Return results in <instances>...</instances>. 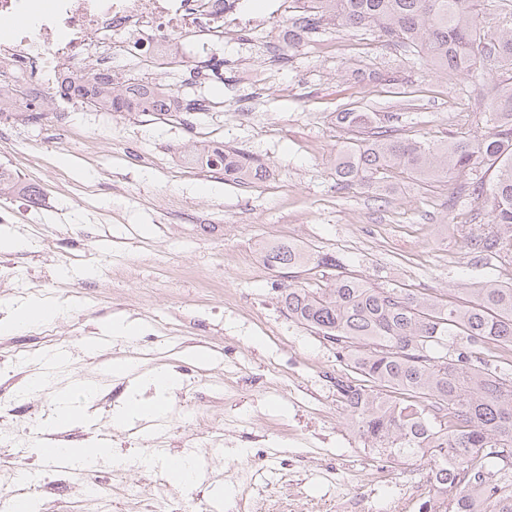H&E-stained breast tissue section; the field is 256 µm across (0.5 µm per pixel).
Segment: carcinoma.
<instances>
[{
  "label": "carcinoma",
  "instance_id": "obj_1",
  "mask_svg": "<svg viewBox=\"0 0 512 512\" xmlns=\"http://www.w3.org/2000/svg\"><path fill=\"white\" fill-rule=\"evenodd\" d=\"M293 27L309 34L329 18L347 28H372L388 41L419 49L437 71L469 72L484 62L512 66V28L488 26L478 0H306ZM97 105L135 101L139 112H161L153 96L134 86L116 94L112 76L90 73ZM477 139L439 145L400 140L376 125L372 112H342L339 122L368 133L336 160L346 186L374 181L400 168L417 178L450 171L494 168L486 195L493 230L473 237L482 256L512 255V83L499 88L484 112ZM224 174L251 181L266 172L247 159L217 158ZM266 263L290 274L312 262L334 270L338 260L296 245L267 247ZM284 308L291 320L317 331L347 360L352 376L336 379L342 403L360 436L392 457L429 456L436 487L455 491L444 512H512V374L471 363L473 346L489 343L512 353V282L488 281L463 305L402 288H373L335 274L315 292L288 285Z\"/></svg>",
  "mask_w": 512,
  "mask_h": 512
}]
</instances>
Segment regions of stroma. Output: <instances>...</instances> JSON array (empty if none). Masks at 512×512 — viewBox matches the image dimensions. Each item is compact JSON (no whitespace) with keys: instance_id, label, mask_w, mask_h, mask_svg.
Here are the masks:
<instances>
[{"instance_id":"35a3bbf8","label":"stroma","mask_w":512,"mask_h":512,"mask_svg":"<svg viewBox=\"0 0 512 512\" xmlns=\"http://www.w3.org/2000/svg\"><path fill=\"white\" fill-rule=\"evenodd\" d=\"M278 34L263 26L225 44L220 81L176 55L158 80L199 111L23 113L0 137V167L43 194L38 206L18 192L0 196V227L27 242L0 251V318L30 298L67 308L46 320L38 344L16 335L18 353H37L31 373L45 371L53 353L66 361L44 397L0 393L15 408L6 423L27 424L32 406L55 404L59 386L94 381L104 402L88 404L72 432L143 457L152 431L114 414L131 392L152 399L133 376L163 369L179 380L167 403V458L181 456L196 410L224 435L197 487L160 489L149 469L126 471L108 491L115 512H134L130 485L189 512H200L199 495L238 512L255 482L264 512H428L446 499L428 457L393 459L359 435L336 390L345 359L284 309L288 284L325 289L331 274L279 277L262 247L328 253L370 286L453 303L486 280L512 278V265L476 258L471 245L490 222L472 189L490 185L493 170L427 180L393 170L371 187L343 186L333 173L339 150L359 136L339 113H375L402 140L471 139L512 71L488 62L469 74L437 72L413 47L333 20L284 52L271 48ZM203 144L250 156L265 178L214 177L189 159ZM115 321L137 324L136 336L113 338ZM119 359L132 362L133 375L112 374Z\"/></svg>"}]
</instances>
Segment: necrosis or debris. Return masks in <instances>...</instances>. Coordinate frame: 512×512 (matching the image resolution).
<instances>
[{"mask_svg":"<svg viewBox=\"0 0 512 512\" xmlns=\"http://www.w3.org/2000/svg\"><path fill=\"white\" fill-rule=\"evenodd\" d=\"M241 0H0V20L20 18L9 38L0 40V115L33 111L49 89L80 80L88 62L112 70L113 55L146 62L139 83L158 85L156 69L169 68L175 39L199 63L209 65L215 46L258 21L240 13ZM23 427L0 429V512H13L20 499H31V484L14 478L11 461ZM119 464L97 465L84 480L55 469L41 483L46 495H81L99 512H112L107 495Z\"/></svg>","mask_w":512,"mask_h":512,"instance_id":"necrosis-or-debris-1","label":"necrosis or debris"}]
</instances>
